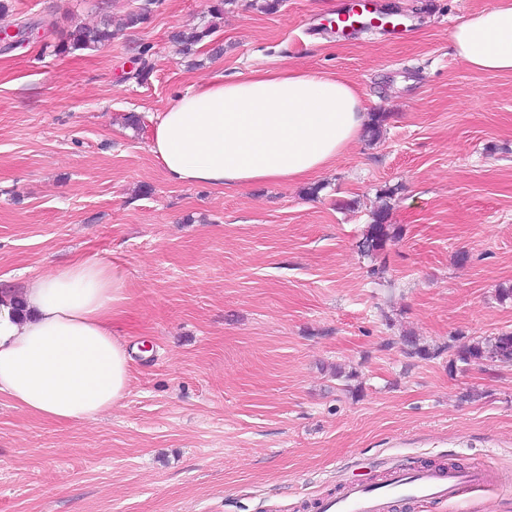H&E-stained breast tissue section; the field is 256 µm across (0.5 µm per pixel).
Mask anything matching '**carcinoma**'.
<instances>
[{
	"instance_id": "carcinoma-1",
	"label": "carcinoma",
	"mask_w": 512,
	"mask_h": 512,
	"mask_svg": "<svg viewBox=\"0 0 512 512\" xmlns=\"http://www.w3.org/2000/svg\"><path fill=\"white\" fill-rule=\"evenodd\" d=\"M149 19L148 9L129 13L118 25L112 28V20L106 19L93 27L78 26L73 30L69 39L56 46L60 54L72 53L77 50L94 49L112 40L118 33L136 28ZM214 33V28L205 27L190 31H179L174 40L182 47L183 54L191 56L196 53L197 46L207 40ZM389 206L384 203L373 211V220L366 225L358 243L359 251L371 257L382 254L386 247L396 240L400 234V227L388 223ZM402 351L406 357L431 361L446 359L448 371L457 369V364L465 365H512V331H504L495 336L473 337L469 342L459 344L457 338L441 345H424L412 335L402 337Z\"/></svg>"
}]
</instances>
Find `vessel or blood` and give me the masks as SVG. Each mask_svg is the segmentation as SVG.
<instances>
[{
  "instance_id": "1",
  "label": "vessel or blood",
  "mask_w": 512,
  "mask_h": 512,
  "mask_svg": "<svg viewBox=\"0 0 512 512\" xmlns=\"http://www.w3.org/2000/svg\"><path fill=\"white\" fill-rule=\"evenodd\" d=\"M484 470L442 469L426 465L410 471L387 468L381 484L345 481L340 493L317 498L316 512H391L394 503H430L460 499L470 490L487 483Z\"/></svg>"
}]
</instances>
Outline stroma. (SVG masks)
I'll use <instances>...</instances> for the list:
<instances>
[{"label":"stroma","mask_w":512,"mask_h":512,"mask_svg":"<svg viewBox=\"0 0 512 512\" xmlns=\"http://www.w3.org/2000/svg\"><path fill=\"white\" fill-rule=\"evenodd\" d=\"M144 2L8 0L0 18L38 24L0 49V287L117 263L132 351L129 393L98 419L0 397V512H313L347 474L448 462L498 481L393 512H512V365L451 372L401 344L512 331V74L471 71L449 43L497 0H377L410 24L401 39L338 34L341 0H235L220 18L212 0H160L109 45L56 53L74 26ZM205 25L211 41L180 54L173 34ZM288 66L355 84L380 138L294 184L166 178L149 115L216 76ZM382 203L401 234L375 260L358 242Z\"/></svg>","instance_id":"1"}]
</instances>
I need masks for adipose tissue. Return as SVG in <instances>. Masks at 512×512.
Wrapping results in <instances>:
<instances>
[{
	"instance_id": "obj_1",
	"label": "adipose tissue",
	"mask_w": 512,
	"mask_h": 512,
	"mask_svg": "<svg viewBox=\"0 0 512 512\" xmlns=\"http://www.w3.org/2000/svg\"><path fill=\"white\" fill-rule=\"evenodd\" d=\"M479 72L512 73V0H498L450 34ZM366 114L344 78L277 68L187 88L155 113L149 150L177 184L242 188L301 181L360 138ZM125 273L95 257L50 269L22 292L0 289V397L57 423L119 405L131 357L120 332Z\"/></svg>"
}]
</instances>
